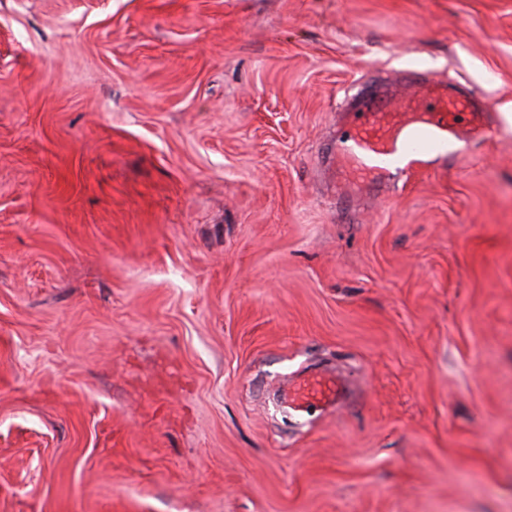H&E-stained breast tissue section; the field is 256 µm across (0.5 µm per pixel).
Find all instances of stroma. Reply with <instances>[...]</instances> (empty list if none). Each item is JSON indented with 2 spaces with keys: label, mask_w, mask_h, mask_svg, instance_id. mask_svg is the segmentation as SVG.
Masks as SVG:
<instances>
[{
  "label": "stroma",
  "mask_w": 512,
  "mask_h": 512,
  "mask_svg": "<svg viewBox=\"0 0 512 512\" xmlns=\"http://www.w3.org/2000/svg\"><path fill=\"white\" fill-rule=\"evenodd\" d=\"M408 70L492 139L337 207ZM510 102L512 0H0V512H512ZM348 389V380L334 372L302 375L284 392L283 401L301 412H308L312 407L334 411Z\"/></svg>",
  "instance_id": "1"
}]
</instances>
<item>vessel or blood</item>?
<instances>
[{
	"mask_svg": "<svg viewBox=\"0 0 512 512\" xmlns=\"http://www.w3.org/2000/svg\"><path fill=\"white\" fill-rule=\"evenodd\" d=\"M492 103L461 94L449 79L420 72L406 86L384 82L356 97L337 125L333 159L336 197L350 200L386 190L391 168L413 167L423 157L447 153L450 138L464 143L491 137ZM349 389L332 372L299 376L284 392L288 407L305 412L335 410Z\"/></svg>",
	"mask_w": 512,
	"mask_h": 512,
	"instance_id": "obj_1",
	"label": "vessel or blood"
}]
</instances>
